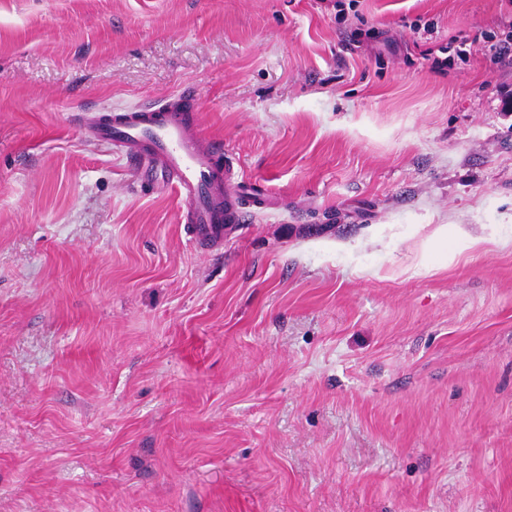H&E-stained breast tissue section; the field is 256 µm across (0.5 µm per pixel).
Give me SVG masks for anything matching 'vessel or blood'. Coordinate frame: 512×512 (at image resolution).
I'll return each mask as SVG.
<instances>
[{"label": "vessel or blood", "mask_w": 512, "mask_h": 512, "mask_svg": "<svg viewBox=\"0 0 512 512\" xmlns=\"http://www.w3.org/2000/svg\"><path fill=\"white\" fill-rule=\"evenodd\" d=\"M198 99L183 91L159 104L87 118L91 134L122 150L139 177L172 187L185 200L182 214L197 241L221 246L224 231L244 221V203L220 144L204 143L196 118Z\"/></svg>", "instance_id": "vessel-or-blood-1"}]
</instances>
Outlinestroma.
Returning a JSON list of instances; mask_svg holds the SVG:
<instances>
[{
  "label": "stroma",
  "instance_id": "1",
  "mask_svg": "<svg viewBox=\"0 0 512 512\" xmlns=\"http://www.w3.org/2000/svg\"><path fill=\"white\" fill-rule=\"evenodd\" d=\"M508 37L512 0H0V512H512ZM186 86L275 203L219 247L73 120Z\"/></svg>",
  "mask_w": 512,
  "mask_h": 512
}]
</instances>
